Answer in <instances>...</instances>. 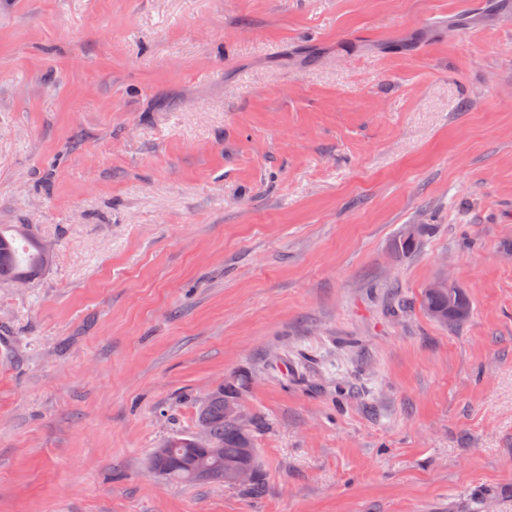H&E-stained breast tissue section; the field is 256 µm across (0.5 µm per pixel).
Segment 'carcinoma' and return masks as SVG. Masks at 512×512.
<instances>
[{"mask_svg": "<svg viewBox=\"0 0 512 512\" xmlns=\"http://www.w3.org/2000/svg\"><path fill=\"white\" fill-rule=\"evenodd\" d=\"M43 240L32 232L27 224H0V282L13 283L24 278L31 284L52 264L53 256L46 255L41 244ZM421 306L428 315L448 311V295L432 294L423 291ZM247 380L236 377L224 383V387L216 388L204 398L197 401L195 430L204 432L209 441L224 449V460L221 464L209 461L204 450H199L196 465H207V483H224V468L249 460L253 469V478L244 485L250 493L260 490L261 471L256 458V448L252 429L264 425L259 416H242L232 419L224 415V401L232 398L243 390ZM191 437V433L177 431L163 441L170 448L169 457L177 461L182 455V441ZM163 478L187 484H198L200 479L194 470L174 466Z\"/></svg>", "mask_w": 512, "mask_h": 512, "instance_id": "cac0c4a2", "label": "carcinoma"}]
</instances>
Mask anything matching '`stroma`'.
<instances>
[{
  "label": "stroma",
  "instance_id": "35a3bbf8",
  "mask_svg": "<svg viewBox=\"0 0 512 512\" xmlns=\"http://www.w3.org/2000/svg\"><path fill=\"white\" fill-rule=\"evenodd\" d=\"M0 224V512H512V0H0ZM240 375L261 493L150 474ZM42 243L27 224H0V282L37 280L53 262V254L47 256ZM428 288H431V290L433 292H437V293L448 292V294H431L428 291ZM428 288H425L421 295V306L423 307V309L425 310V312L428 314L429 317L432 318V315L434 313H439V312H446L447 316H448V311L460 315L457 317L448 318L446 323L437 321L439 323L448 325V324H454V323L461 322L469 316L470 311H471L469 298L467 297L465 292L458 287L461 290L463 298L469 308V312L466 315H463V314H465L466 309L461 308L459 306L460 300L454 290L455 284L452 280L447 279V278L441 279V280L435 281L432 284H430L428 286ZM461 315H463V316H461Z\"/></svg>",
  "mask_w": 512,
  "mask_h": 512
}]
</instances>
